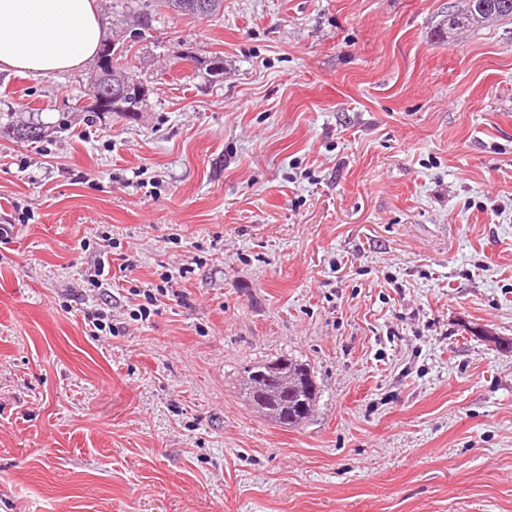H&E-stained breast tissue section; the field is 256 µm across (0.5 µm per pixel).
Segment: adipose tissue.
I'll return each instance as SVG.
<instances>
[{"instance_id": "ef3b65f1", "label": "adipose tissue", "mask_w": 512, "mask_h": 512, "mask_svg": "<svg viewBox=\"0 0 512 512\" xmlns=\"http://www.w3.org/2000/svg\"><path fill=\"white\" fill-rule=\"evenodd\" d=\"M102 36L99 0H0V71L47 77L83 67Z\"/></svg>"}]
</instances>
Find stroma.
I'll return each instance as SVG.
<instances>
[{"instance_id": "stroma-1", "label": "stroma", "mask_w": 512, "mask_h": 512, "mask_svg": "<svg viewBox=\"0 0 512 512\" xmlns=\"http://www.w3.org/2000/svg\"><path fill=\"white\" fill-rule=\"evenodd\" d=\"M460 2L127 18L132 122L88 123L95 62L0 71L48 127L0 138V512H512V20ZM281 356L295 428L244 390ZM465 8L448 15V28L477 27L483 17L495 14L496 20L512 18V0H464ZM104 247H109L110 250L108 251L104 249L103 255L100 256L97 266L95 267L94 275H92L90 285L93 286V288H97L98 290L103 289L104 291L109 292L107 288H112V281L116 284V279L119 281L121 277H126V275L123 273L127 270V268L124 264H118V271L121 275H117L118 272L114 267L112 272L111 249L113 247L111 244H108ZM104 256L106 257V261ZM276 361L284 363V372L298 376L299 379L302 376L307 377L306 381L300 382L297 388L288 387L286 390L280 386L276 376H271L265 384L263 393L255 396L254 392H249L248 401L252 407L265 406L274 422L288 428L296 427L311 416L316 405L318 387L309 365L293 358L280 357L273 361L249 365L245 368V373L248 377L251 373L266 371L267 366Z\"/></svg>"}]
</instances>
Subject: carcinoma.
<instances>
[{"mask_svg": "<svg viewBox=\"0 0 512 512\" xmlns=\"http://www.w3.org/2000/svg\"><path fill=\"white\" fill-rule=\"evenodd\" d=\"M223 5V0H145L137 9L138 25L145 30L152 26L153 16L161 8L179 15L193 16L204 19L216 15ZM493 14L498 20L512 18V0H465V8L448 15V27H477L483 24V17ZM126 50L117 46L114 41L101 44L97 57V76L111 77L112 84L124 88L123 95L104 104V107L93 105V115L106 112H117L127 117L139 115L144 106L146 92L140 80L134 77L128 65L119 62ZM45 135V126L36 119L26 125L0 123V137L20 138L29 142H39ZM284 371L306 381L299 387L284 389L277 377L269 378L262 394L249 393L250 405L266 408L271 420L284 426L296 427L309 418L317 400L318 387L308 364L293 358L281 357Z\"/></svg>", "mask_w": 512, "mask_h": 512, "instance_id": "1", "label": "carcinoma"}]
</instances>
